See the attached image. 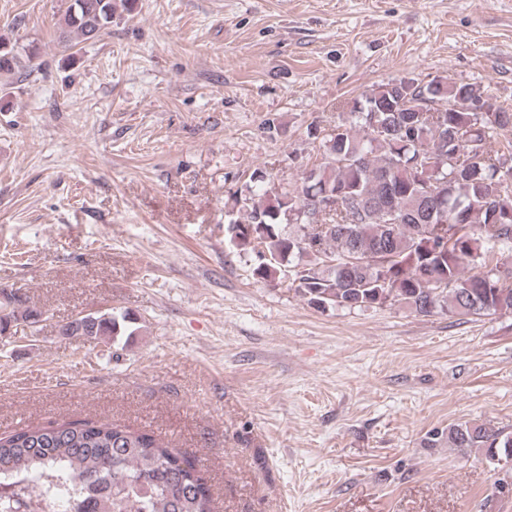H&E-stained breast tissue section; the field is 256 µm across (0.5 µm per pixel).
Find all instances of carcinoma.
Returning <instances> with one entry per match:
<instances>
[{
	"mask_svg": "<svg viewBox=\"0 0 512 512\" xmlns=\"http://www.w3.org/2000/svg\"><path fill=\"white\" fill-rule=\"evenodd\" d=\"M115 0H67L58 20L69 44L88 41L112 27ZM36 57L0 35V79ZM412 81L383 84L350 108L349 120L322 137L323 161L303 171L290 190H278L263 172L251 176L245 192L233 193L242 217L225 227L230 241L257 258L259 279L290 274L291 285L308 304L363 310L387 303L414 313L467 318L512 314V150L493 147L500 131L512 128V113L498 104L477 115L465 102L490 96L470 82L433 80L429 99L443 103L448 131L424 117L409 125ZM433 158L448 177L439 207L447 217L448 240L429 243L416 175L417 155ZM465 156L459 166L448 163ZM352 156L353 161L341 159ZM327 188L341 209L317 223L301 214L316 212L309 191ZM395 204L399 224H388L384 205ZM291 230H285V227ZM0 335L36 310L0 290ZM82 335L113 341L127 315L104 313L91 322L80 317ZM448 447L465 454L485 449L490 462L512 458V433L485 424L448 427ZM104 490L94 512H212L209 489L194 465L151 434L119 425L76 421L0 434V512H59L63 496L76 489Z\"/></svg>",
	"mask_w": 512,
	"mask_h": 512,
	"instance_id": "1",
	"label": "carcinoma"
}]
</instances>
